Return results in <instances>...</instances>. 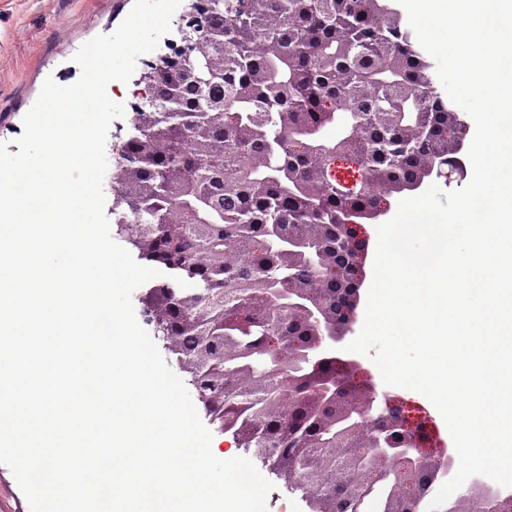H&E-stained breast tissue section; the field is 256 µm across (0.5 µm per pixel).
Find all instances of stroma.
Returning <instances> with one entry per match:
<instances>
[{
	"mask_svg": "<svg viewBox=\"0 0 512 512\" xmlns=\"http://www.w3.org/2000/svg\"><path fill=\"white\" fill-rule=\"evenodd\" d=\"M134 0H0V142L17 153L22 121L35 104L46 79L61 85L74 83L81 70L73 57L89 40L112 33L126 18ZM170 32L156 50L138 57L128 83L112 82L107 94L125 107L124 117L112 121L105 145L108 164L131 132L130 117L136 106L145 104L148 91L140 80L148 62L168 53L178 40ZM214 454L221 459L246 457L272 483L267 512H311L303 491L290 487L253 451L238 446L231 434L214 432Z\"/></svg>",
	"mask_w": 512,
	"mask_h": 512,
	"instance_id": "obj_1",
	"label": "stroma"
}]
</instances>
